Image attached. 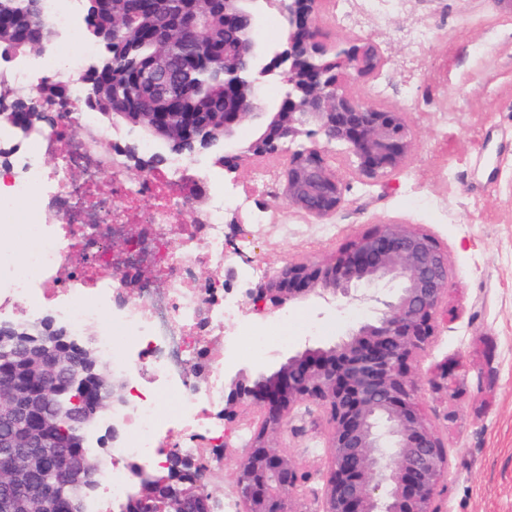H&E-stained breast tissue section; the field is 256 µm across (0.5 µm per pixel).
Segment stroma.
I'll list each match as a JSON object with an SVG mask.
<instances>
[{"label":"stroma","instance_id":"35a3bbf8","mask_svg":"<svg viewBox=\"0 0 512 512\" xmlns=\"http://www.w3.org/2000/svg\"><path fill=\"white\" fill-rule=\"evenodd\" d=\"M345 3L347 23L336 20ZM323 42L370 37L386 60L375 78L350 92L408 112L416 148L405 169L371 183L350 177L351 155L335 162L348 175V203L322 223L282 196L283 162L241 167L239 193L268 221L224 210V233L240 265L264 271L291 260L325 261L351 238L383 222L415 224L448 252L452 277L443 318L411 363L417 398L448 443L443 512H512V9L501 0H325L318 21ZM429 41L414 38L417 29ZM287 346L242 361L273 367L305 346L328 345L368 306L321 300L286 304ZM457 379L455 397L435 391ZM282 446L310 479L297 495L318 512L331 458L320 410L298 406Z\"/></svg>","mask_w":512,"mask_h":512}]
</instances>
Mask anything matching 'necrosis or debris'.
I'll use <instances>...</instances> for the list:
<instances>
[{"label": "necrosis or debris", "mask_w": 512, "mask_h": 512, "mask_svg": "<svg viewBox=\"0 0 512 512\" xmlns=\"http://www.w3.org/2000/svg\"><path fill=\"white\" fill-rule=\"evenodd\" d=\"M41 6L53 41L0 66V80L31 98L45 78L61 79L69 104L57 123L0 157V319L49 317L75 336L95 329L102 364L125 381L126 405L102 410L84 431L104 475L84 495L83 512H126L134 487L163 470L169 449L202 459L204 483L223 474L224 364L288 337L279 320L245 315L223 280L200 275L231 264L224 209L246 207V199L225 195L223 173L200 172L180 156L131 179L123 145L81 107L88 88L79 74L94 48L75 57L64 50L82 24L81 0ZM22 204L27 220L18 235L8 218ZM133 219L140 230L115 257L108 241ZM145 258L150 280L140 271ZM116 422L123 434L104 448Z\"/></svg>", "instance_id": "1"}]
</instances>
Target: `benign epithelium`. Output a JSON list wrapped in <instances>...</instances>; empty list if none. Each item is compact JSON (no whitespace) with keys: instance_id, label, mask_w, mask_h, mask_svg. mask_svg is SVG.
<instances>
[{"instance_id":"7a95c632","label":"benign epithelium","mask_w":512,"mask_h":512,"mask_svg":"<svg viewBox=\"0 0 512 512\" xmlns=\"http://www.w3.org/2000/svg\"><path fill=\"white\" fill-rule=\"evenodd\" d=\"M324 0H224L225 20L244 18L245 30L259 24L265 9L288 26L287 45H265L247 36L224 54V90L236 111L224 113V133L202 130V149L229 140L248 117L265 118L263 131L224 160V184L250 161L288 154L284 198L323 220L347 202L348 183L331 164L329 146L348 145L363 181L406 166L414 144L408 113L387 109L347 90L357 78H372L384 65L378 46L357 35L328 45L317 34ZM278 80L288 86V111H266L262 89ZM157 155L181 153V139L150 126ZM309 143L289 150L300 137ZM452 275L448 252L434 236L410 224L387 222L364 232L327 262L290 261L260 281L248 283L245 304L274 313L292 301L319 297L348 305H371L372 321L353 326L328 346L306 347L273 370L224 369V448L242 411L253 408L258 422L248 448L236 458V491L243 512H303L295 491L309 474L282 449L278 438L301 403L317 406L328 426L330 465L321 512H442L448 486L447 444L428 423L415 399L410 362L429 345L448 295ZM398 285L384 293L378 285ZM57 349L35 348L20 379L0 378V423L17 434L0 455V476L15 454L40 469L56 421L62 390L77 380L59 369ZM201 465L168 453V472L142 488L133 512H211L199 484ZM55 503L35 491L30 512H54Z\"/></svg>"}]
</instances>
